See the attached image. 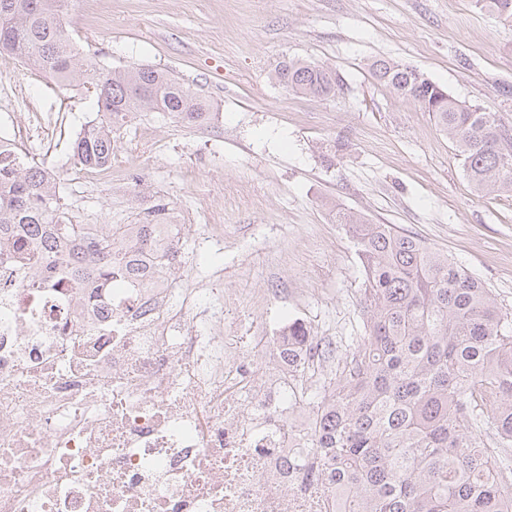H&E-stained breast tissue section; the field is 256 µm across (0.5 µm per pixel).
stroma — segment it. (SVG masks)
I'll list each match as a JSON object with an SVG mask.
<instances>
[{
  "mask_svg": "<svg viewBox=\"0 0 512 512\" xmlns=\"http://www.w3.org/2000/svg\"><path fill=\"white\" fill-rule=\"evenodd\" d=\"M61 20L92 68L171 70L221 113L202 130L131 114L109 172L63 181L73 223L136 224L162 202L187 227L224 225L204 251L181 230L183 276L237 297L238 335L288 318L331 339L312 387L333 380L362 320L363 269L332 206L448 253L512 312V199L476 194L429 113L370 70L408 64L512 129V23L476 0H66ZM297 58L335 70V94L280 85L275 69ZM6 62L0 134L30 123L28 157L58 168L94 96Z\"/></svg>",
  "mask_w": 512,
  "mask_h": 512,
  "instance_id": "obj_1",
  "label": "stroma"
}]
</instances>
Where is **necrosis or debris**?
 <instances>
[{
	"instance_id": "1",
	"label": "necrosis or debris",
	"mask_w": 512,
	"mask_h": 512,
	"mask_svg": "<svg viewBox=\"0 0 512 512\" xmlns=\"http://www.w3.org/2000/svg\"><path fill=\"white\" fill-rule=\"evenodd\" d=\"M34 251L0 236V512H338L293 459L287 324L227 339L223 289L179 287L162 231L106 294ZM231 343L274 349L262 386Z\"/></svg>"
}]
</instances>
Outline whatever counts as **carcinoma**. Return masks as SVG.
I'll return each mask as SVG.
<instances>
[{"label":"carcinoma","mask_w":512,"mask_h":512,"mask_svg":"<svg viewBox=\"0 0 512 512\" xmlns=\"http://www.w3.org/2000/svg\"><path fill=\"white\" fill-rule=\"evenodd\" d=\"M64 0H0V54L9 53L68 87L91 76L96 118L73 142L86 168L112 164L114 127L134 112H166L189 128L219 112L190 84L151 66L90 72L59 18ZM512 22V0H477ZM373 74L432 115L482 196L512 197V130L493 112L466 105L417 70L386 60ZM304 95L327 97L336 73L291 60L276 74ZM60 175L0 156V234L26 229L50 249L47 260L71 266L76 284L110 288L134 268L112 264L119 247L137 251L147 236L128 224L101 234L74 224ZM335 221L355 241L364 274L362 335L331 390L313 405L310 448L319 468L303 469L336 490L342 512H512V313L448 255L391 224L338 209ZM295 377L318 353L305 325L288 326Z\"/></svg>","instance_id":"1"}]
</instances>
